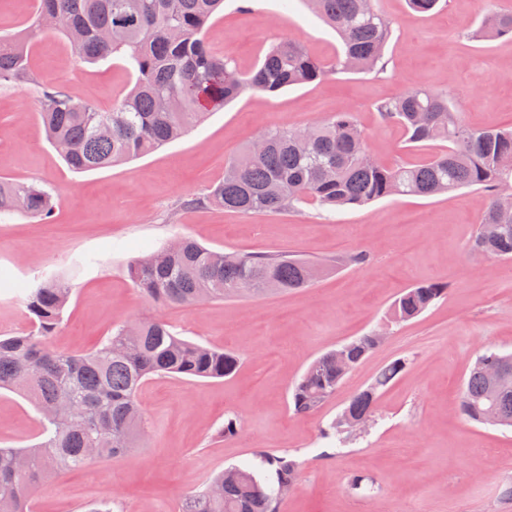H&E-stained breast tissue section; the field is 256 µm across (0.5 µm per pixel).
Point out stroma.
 Returning a JSON list of instances; mask_svg holds the SVG:
<instances>
[{"mask_svg": "<svg viewBox=\"0 0 512 512\" xmlns=\"http://www.w3.org/2000/svg\"><path fill=\"white\" fill-rule=\"evenodd\" d=\"M377 5L391 23L383 73H341L275 95L245 93L183 138L110 168H67L39 122V96L42 87H59L111 110L135 83L121 56L81 62L64 37L47 31L30 59L35 84L0 86V177L38 183L55 202L49 224L19 215L0 219V336L34 329L14 283L32 286L62 271L73 276L72 295L49 340L54 349L84 352L118 325L154 315L125 266L181 235L224 252L331 263L298 291L165 310L181 336L238 355L236 372L206 381L149 380L139 392L149 421L143 445L39 487L32 512H82L107 498L114 512H178L182 497L214 474L282 449L297 457L300 472L280 512H512V497L504 493L512 486V429L470 422L460 410L477 356L487 348L512 352V260L467 252L481 192L396 195L336 214L306 204L253 214L181 206L205 196L223 178L225 163L268 128H302L336 112L357 113L380 161L429 157V150L409 147L376 110L416 86L447 94L473 127L512 124V38H470L485 0H442L425 14L408 0ZM206 38L231 53L243 72L279 38L325 60L340 47L304 0H225ZM358 251L368 262H344L346 253ZM430 281L447 284V297L411 321L390 322L399 293ZM376 330L384 332L383 343L335 396L313 415L294 414L290 389L309 362ZM398 358L407 366L379 391L366 431L343 442L323 437L345 402ZM230 418L237 434L217 437ZM38 434L32 406L1 391L0 446L31 444ZM358 476L369 485L353 486Z\"/></svg>", "mask_w": 512, "mask_h": 512, "instance_id": "35a3bbf8", "label": "stroma"}]
</instances>
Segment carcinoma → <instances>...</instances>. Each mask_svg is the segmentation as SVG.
<instances>
[{
    "instance_id": "carcinoma-1",
    "label": "carcinoma",
    "mask_w": 512,
    "mask_h": 512,
    "mask_svg": "<svg viewBox=\"0 0 512 512\" xmlns=\"http://www.w3.org/2000/svg\"><path fill=\"white\" fill-rule=\"evenodd\" d=\"M306 2L339 35L342 46L336 56L321 60L301 44L279 39L255 70L242 74L231 57L217 53L205 39V26L224 0H37L25 27L0 37V85L34 82L29 53L42 33L45 13L56 16L54 31L66 38L71 29H80V41L70 43L80 61L97 64L122 55L136 80L108 112L61 88L40 91L39 120L69 169L108 168L182 138L247 91L274 95L338 73L384 71L391 24L375 0ZM471 37L512 38V10H487ZM377 111L384 122L402 130L410 146L438 150L418 164L373 162L355 113L336 112L302 130H266L262 136L269 144L263 153L245 150L226 164L224 178L206 196L185 199L182 207L211 204L245 214L279 213L310 202L334 212L394 195L430 197L474 187L485 201L468 250L511 259L512 213L500 211V200L512 195V125L471 127L448 96L422 87L379 103ZM18 213L50 222L52 193L36 183L0 178V215ZM490 225L496 231L488 237ZM166 251L162 262L159 250L126 266L133 285L160 309L309 286L305 268L310 262L282 254L224 253L186 237ZM71 291L69 281L59 276L35 288L18 287L36 330L0 338V390L27 399L40 425L37 442L0 448V512H29L31 494L48 480L137 447L145 434L138 393L148 380L166 375L219 379L239 366L236 354L179 336L160 314L118 326L83 353L56 350L47 339L59 326ZM447 293L440 282L407 288L393 302L391 317L397 323L410 321ZM343 347L351 370L377 349L367 334ZM334 353L315 358L293 386L296 414L315 413L336 393L347 372ZM496 364L512 366V354L487 350L469 372L461 411L472 422L484 423L492 411L512 422V383L499 389L490 384L489 369ZM405 367L403 359L383 366L344 410L358 417L372 414L378 391ZM92 445L97 452L85 455ZM259 458L272 472V484H263L247 467L232 466L185 495L179 512H280L283 489L295 484L299 461L286 449L262 452Z\"/></svg>"
}]
</instances>
